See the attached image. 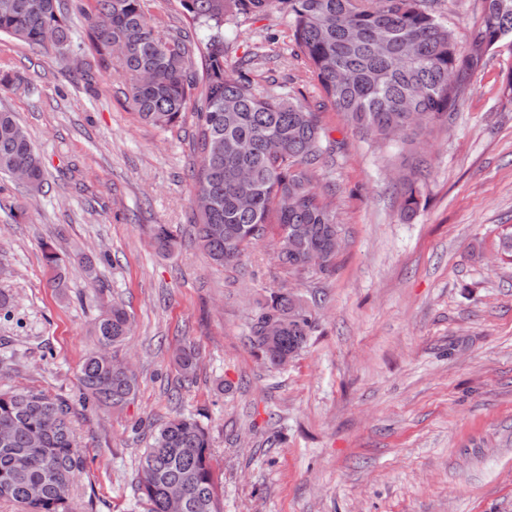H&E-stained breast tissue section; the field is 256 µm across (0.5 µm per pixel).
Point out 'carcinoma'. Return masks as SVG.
Returning <instances> with one entry per match:
<instances>
[{"mask_svg": "<svg viewBox=\"0 0 512 512\" xmlns=\"http://www.w3.org/2000/svg\"><path fill=\"white\" fill-rule=\"evenodd\" d=\"M479 25L461 46L433 12L429 0H288L289 30L323 97L355 129L381 144L414 142L424 126L448 121L467 92L468 77L497 48L512 54V0H483ZM271 0H181L193 25L211 31L204 41L186 34L161 35L150 24L145 0H96V15L108 27L89 24L100 53H117L132 103L141 118L165 129L186 110L195 63L203 92L194 107L199 164L195 193L212 200L195 215L192 232L217 266L241 260L246 247L275 216L280 233L294 236L278 259L291 276H316L336 259L335 189L317 188L318 171L335 144L323 142L319 115L298 98L256 85L224 70V19L265 10ZM61 0H0V35L30 45L71 48ZM25 169L28 189L42 192L48 172L15 113L0 109V173ZM425 161L395 187L403 215L420 205ZM154 242L167 254L177 237L164 224ZM50 287H66L61 259L43 249ZM315 298L273 289L249 326V343L264 363L282 366L279 356H298L316 330ZM281 324L277 349L266 348L268 320ZM132 331L123 304L114 302L94 322L98 349L82 364L78 402L117 408L139 386L132 368L107 361L101 350L122 345ZM174 361L184 378L199 357L177 349ZM71 400L36 387L0 389V500L23 512H74L71 488L85 468L78 451ZM211 437L192 415H176L151 429L139 459L135 486L146 512H169L168 492L182 489L185 512H220Z\"/></svg>", "mask_w": 512, "mask_h": 512, "instance_id": "carcinoma-1", "label": "carcinoma"}]
</instances>
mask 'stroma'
<instances>
[{
	"instance_id": "obj_1",
	"label": "stroma",
	"mask_w": 512,
	"mask_h": 512,
	"mask_svg": "<svg viewBox=\"0 0 512 512\" xmlns=\"http://www.w3.org/2000/svg\"><path fill=\"white\" fill-rule=\"evenodd\" d=\"M72 53L0 35V92L43 157L49 183L29 195L0 174V388L78 393L91 327L112 302L133 333L113 356L139 388L120 409L76 408L85 469L76 512H144L133 491L148 424L194 415L212 437L223 512H512V54L489 55L451 125L418 138L421 205L403 219L391 186L410 155L379 151L322 97L289 37L288 5L224 22V66L305 99L338 149L322 171L336 186L344 242L335 269L291 281L274 255L276 226L218 267L192 240L195 123L166 130L135 110L115 63L85 29L95 0H65ZM458 42L482 0H434ZM178 236L154 245L157 225ZM61 257L108 253L97 281L67 267L65 298L48 284L42 246ZM320 288L318 329L297 359L272 368L248 324L265 291ZM199 367L182 380L175 350Z\"/></svg>"
}]
</instances>
